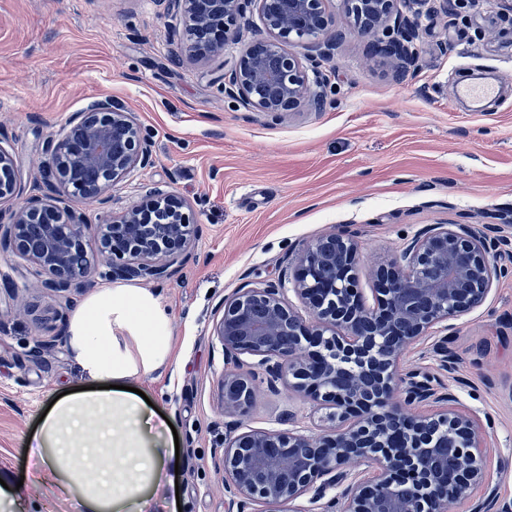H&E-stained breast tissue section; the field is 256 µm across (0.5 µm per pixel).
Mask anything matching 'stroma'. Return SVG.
Returning <instances> with one entry per match:
<instances>
[{
    "instance_id": "35a3bbf8",
    "label": "stroma",
    "mask_w": 512,
    "mask_h": 512,
    "mask_svg": "<svg viewBox=\"0 0 512 512\" xmlns=\"http://www.w3.org/2000/svg\"><path fill=\"white\" fill-rule=\"evenodd\" d=\"M420 0L419 58L405 77L367 50L340 0L329 8L341 44L326 64L327 103L272 118L224 97L213 79L266 30L241 20L242 42L200 63L180 58L179 18L159 0H0V145L12 150L21 207L53 193L43 148L96 98L125 107L149 133L154 162L111 190V208L169 185L193 205V246L172 276L148 288L171 318L174 354L141 385L179 439L182 512H227L224 436L316 430L329 410L287 385L259 386L244 412L225 411L224 356L214 329L245 284L277 281L324 232L357 244L355 286L377 297L375 270L434 224L493 225L512 208V6L507 0ZM497 79L473 105L456 90L473 74ZM498 224V223H497ZM34 270L0 249V512H78L75 497L28 481L27 442L50 402L86 386L66 339L72 307L34 285ZM31 312L19 308V301ZM54 339L34 356L37 341ZM434 337L402 357L429 373L459 410L476 414L486 479L460 496L471 512L489 490L512 501V274L484 303L448 323L445 371Z\"/></svg>"
}]
</instances>
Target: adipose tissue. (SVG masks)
<instances>
[{"instance_id": "1", "label": "adipose tissue", "mask_w": 512, "mask_h": 512, "mask_svg": "<svg viewBox=\"0 0 512 512\" xmlns=\"http://www.w3.org/2000/svg\"><path fill=\"white\" fill-rule=\"evenodd\" d=\"M67 336L95 387L59 397L47 410L29 440L36 480L54 479L83 512H168L176 461L162 437L168 421L130 390L170 361L166 310L148 289L105 287L74 311Z\"/></svg>"}]
</instances>
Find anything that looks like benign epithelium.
Returning <instances> with one entry per match:
<instances>
[{
  "instance_id": "obj_1",
  "label": "benign epithelium",
  "mask_w": 512,
  "mask_h": 512,
  "mask_svg": "<svg viewBox=\"0 0 512 512\" xmlns=\"http://www.w3.org/2000/svg\"><path fill=\"white\" fill-rule=\"evenodd\" d=\"M330 0H163L167 11L184 21L180 50L193 60L224 51L237 36L233 23L256 8L267 37L249 44L236 64L216 78L225 97L247 108L278 117L304 105L319 109L326 101L324 62L336 50L338 36ZM359 33L378 34L374 50L394 59L407 72L416 65L415 43L422 22L414 0H341ZM402 8H397V4ZM293 43L316 48L302 59ZM44 175L57 198L89 200L105 207L107 191L136 169L151 164L152 144L132 113L105 98L77 113L44 147ZM19 192L15 155L0 145V202ZM186 200L172 190L150 188L140 204L122 212L107 210L88 224L74 207L42 200L10 214L0 224V247L35 269L37 287L55 296L79 288L107 267L106 275L160 281L168 278L192 244L195 225L183 209ZM347 256L336 263V251ZM501 241L466 225H435L414 237L400 262L375 272L378 305L369 306L348 284L357 257L353 238L328 231L296 259L292 288L286 281L244 286L224 299V315L215 332L224 365L241 357L257 358L246 375L225 370L224 409L236 412L250 403L255 378L270 388L288 384L333 409L332 425L319 434L249 431L225 439L224 497L229 509L257 512L253 505L290 504L312 494L319 502L330 490L342 491L328 508L341 512H447L448 500L483 480L486 458L478 420L449 406L453 397L439 393L427 373L403 372L397 394L400 359L416 341L448 321L480 306L493 283L508 272L497 257ZM293 292L309 310L305 319L288 299ZM433 398L446 407L433 416H411L406 407ZM462 439L456 465L428 449L417 469L407 448L433 425ZM365 464L369 476L355 471ZM431 489L419 496L395 493L397 482ZM474 512H512L497 505L496 494L476 503Z\"/></svg>"
}]
</instances>
